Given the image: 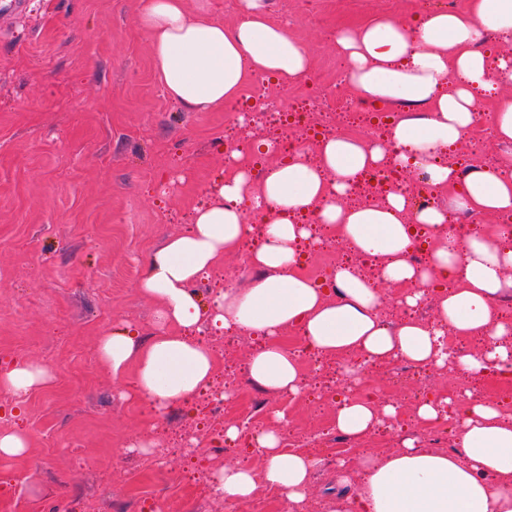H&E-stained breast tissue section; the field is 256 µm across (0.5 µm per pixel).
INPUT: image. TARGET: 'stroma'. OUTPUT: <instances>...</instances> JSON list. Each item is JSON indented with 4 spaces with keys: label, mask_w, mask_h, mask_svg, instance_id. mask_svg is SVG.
<instances>
[{
    "label": "stroma",
    "mask_w": 512,
    "mask_h": 512,
    "mask_svg": "<svg viewBox=\"0 0 512 512\" xmlns=\"http://www.w3.org/2000/svg\"><path fill=\"white\" fill-rule=\"evenodd\" d=\"M449 0H269L312 57L288 89L245 85L241 99L287 108L299 96L352 98L342 83L338 31L379 14L444 9ZM139 0H30L0 15V363L36 360L54 381L32 392L21 419L27 456L0 460V512H225L213 476L228 461L260 462L254 436L234 445L199 427L173 448L190 404L157 414L134 397V376L113 382L96 356L101 330H154L153 300L136 283L150 255L181 232L187 202H208L224 167L226 109L194 112L159 81ZM264 396L289 424L331 422L304 398ZM167 454L155 469L159 449Z\"/></svg>",
    "instance_id": "1"
}]
</instances>
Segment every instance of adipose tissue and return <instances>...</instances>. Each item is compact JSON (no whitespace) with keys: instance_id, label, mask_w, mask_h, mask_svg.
I'll list each match as a JSON object with an SVG mask.
<instances>
[{"instance_id":"ef3b65f1","label":"adipose tissue","mask_w":512,"mask_h":512,"mask_svg":"<svg viewBox=\"0 0 512 512\" xmlns=\"http://www.w3.org/2000/svg\"><path fill=\"white\" fill-rule=\"evenodd\" d=\"M239 9L240 22L227 27L190 17L185 0H140L139 22L150 36L164 91L187 109L223 108L259 78L285 87L307 74L308 50L286 26L269 20L267 0H239ZM490 33L512 34V0H468L461 11L416 12L406 20L380 15L339 31L336 50L356 99L392 114L388 141L336 134L320 139L315 159L297 153L280 160L277 145L259 135L251 153L232 151L212 181L210 201L192 207L190 229L152 253L138 282L158 304L154 333L146 339L126 327L100 333L97 356L113 381L134 372L136 395L164 411L211 389L217 357L206 335L244 332L260 341L245 363L250 381L298 396L301 362L280 340L293 327L309 350L326 358L355 357L371 366L400 358L439 371L452 363L472 374L493 368L512 375V315L498 307L512 297V235L497 222L512 212V156L492 168L445 159L476 120L477 92L512 80V56L483 47ZM414 105L425 106L426 115L411 113ZM272 156L276 165L253 188L254 158ZM386 164L424 172L447 194V207L412 209L403 186L380 200L349 204L360 174ZM458 211L490 219L459 245L447 231L450 214ZM258 222L263 231L254 245ZM321 225L353 253L373 259L377 279L346 266L327 281L305 277L301 244ZM420 230L432 242L422 267L408 259ZM246 245L255 271L248 287L219 288L201 301L195 284ZM394 287L404 313L388 324L380 309L386 289ZM427 301L434 317L424 322L415 311ZM449 334L487 345L449 352ZM52 379L48 366L33 361L0 368V394L13 401L10 416L21 414L26 396ZM333 417L338 431L358 438L395 421L398 406L347 391L338 395ZM455 427L458 446L451 452L418 447L410 438L365 460L361 471L339 465L338 483L355 490L335 501V512H512V413L472 398L458 406ZM257 443L261 472L225 463L216 492L242 506L262 480L283 493L288 512H305L320 459L284 450L274 430Z\"/></svg>"}]
</instances>
